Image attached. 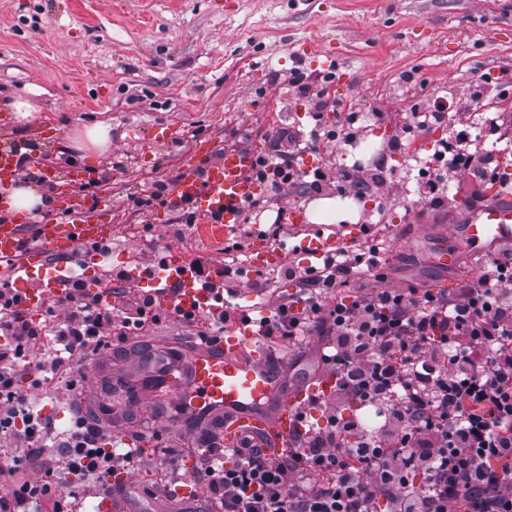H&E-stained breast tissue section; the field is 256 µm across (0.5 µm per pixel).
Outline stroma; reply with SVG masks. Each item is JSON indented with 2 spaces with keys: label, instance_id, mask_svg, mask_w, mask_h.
<instances>
[{
  "label": "stroma",
  "instance_id": "stroma-1",
  "mask_svg": "<svg viewBox=\"0 0 512 512\" xmlns=\"http://www.w3.org/2000/svg\"><path fill=\"white\" fill-rule=\"evenodd\" d=\"M305 42L335 48L339 75L352 83L350 103L377 114L364 137L388 147L404 140L405 115L416 104L444 101L457 117L474 73L512 74V0H127L122 12L113 0H0V97L38 91L36 112L19 121L5 112L0 119L9 124L7 140L33 143L50 175L75 166L95 171L98 182L88 194L106 190L112 201L100 223L111 225L118 240L130 225H142L155 242L138 261L153 265L188 254L209 258L217 268L225 262L224 242L190 232L175 237L174 211L160 206L135 213L128 195L155 176L178 174L194 138L222 146L245 138L262 150L275 126L308 131L314 121L306 100L288 84L292 71L307 75L312 92L328 99L333 93L324 69L299 55ZM101 121L112 125V148L91 164L71 136L76 126ZM160 123L174 137L155 145L152 129ZM117 161L124 171L114 170ZM416 175L411 166L386 171L384 184L361 208H335L331 224L377 230L387 287L432 288L442 280L452 293L480 275L483 259L461 261L441 274L416 256L445 228L463 223L458 204L477 183L458 180L452 198L435 205L419 198ZM312 199L295 192L268 197L265 220L240 226L235 303L256 301L248 288L258 273L247 263L249 251L285 246L289 262L305 263L292 250L291 224L271 218L307 211ZM182 331L163 322L141 342L104 358L134 376L144 348L160 350ZM325 345V337L309 336L278 348L277 356L289 360V381L321 373ZM126 406V418L112 419L113 428L132 436L134 447L155 462L150 469L134 467L126 489L139 495L141 512H171L144 494L166 480L151 437L167 429L165 411L132 399Z\"/></svg>",
  "mask_w": 512,
  "mask_h": 512
}]
</instances>
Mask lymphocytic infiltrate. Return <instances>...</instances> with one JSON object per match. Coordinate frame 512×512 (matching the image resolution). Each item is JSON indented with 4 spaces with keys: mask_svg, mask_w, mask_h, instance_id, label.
<instances>
[{
    "mask_svg": "<svg viewBox=\"0 0 512 512\" xmlns=\"http://www.w3.org/2000/svg\"><path fill=\"white\" fill-rule=\"evenodd\" d=\"M332 131L315 123L303 137L280 129L259 153L253 176L274 192H342L367 188L361 170L330 176L295 169L297 140L317 145ZM378 249L343 251L318 267L287 265L281 274L301 295H280L260 317L261 338L292 342L328 337L322 362L334 379L326 423L297 431L275 453L246 438L228 448L214 424L199 429L203 465L193 480L204 488L195 512H512V248L490 255L481 274L454 293L429 288H375L345 303L338 289L378 265ZM64 297L45 302V319L22 315V296L0 281V440L16 451L1 464L11 490L0 512H29L43 501L74 512L108 476L126 472L139 451L118 448L109 429L74 412L65 429L36 409V391L56 382L75 391L82 361L113 338L147 335L168 311L150 295L108 296L70 276ZM32 372L29 392L22 373ZM378 406L381 420L365 426L358 413ZM78 477L64 491L59 470Z\"/></svg>",
    "mask_w": 512,
    "mask_h": 512,
    "instance_id": "lymphocytic-infiltrate-1",
    "label": "lymphocytic infiltrate"
}]
</instances>
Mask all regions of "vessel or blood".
<instances>
[{
  "mask_svg": "<svg viewBox=\"0 0 512 512\" xmlns=\"http://www.w3.org/2000/svg\"><path fill=\"white\" fill-rule=\"evenodd\" d=\"M256 159L254 150L228 148L223 157L211 161L200 158L188 166L167 194L168 206L191 200L198 221L213 234L235 232L242 222L243 208L257 193L259 185L250 172ZM20 178L18 156L8 147H0V190ZM362 236L359 226L347 231L325 232L313 229L302 247L307 256L321 258ZM109 232L96 224L85 200L72 203L57 220H36L16 224L0 221V277L24 283L36 281L26 290L21 310L41 305L63 293L61 280L67 260L73 259L78 246L109 239ZM512 240V206L498 197H490L482 208L463 225L460 239L453 244L436 243L420 253L424 266L443 270L455 265L462 254H483L486 246ZM29 249H22V242ZM162 301L169 311L205 305L203 289L190 280L168 277ZM185 370L171 369L169 362L157 363L153 376L170 380L174 402H186L196 414L224 420V444L234 447L243 434L263 438L268 451L284 446L299 429L302 407L311 396L332 391L330 376L309 378L287 384L288 365L272 360L265 345L257 340L247 323L225 326L224 334L213 344L192 343L178 348Z\"/></svg>",
  "mask_w": 512,
  "mask_h": 512,
  "instance_id": "b4317fda",
  "label": "vessel or blood"
}]
</instances>
